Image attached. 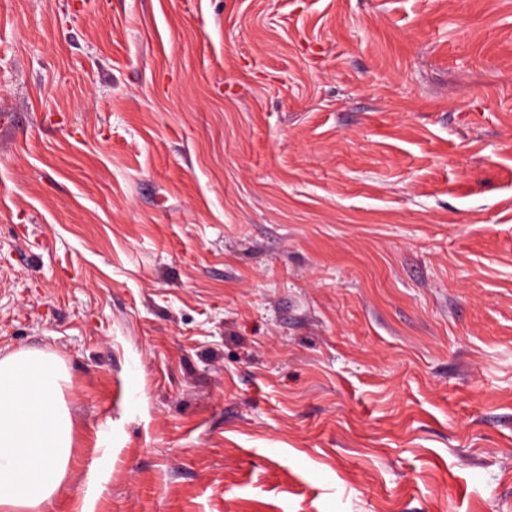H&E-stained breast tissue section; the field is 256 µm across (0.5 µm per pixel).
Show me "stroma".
I'll use <instances>...</instances> for the list:
<instances>
[{"label":"stroma","mask_w":512,"mask_h":512,"mask_svg":"<svg viewBox=\"0 0 512 512\" xmlns=\"http://www.w3.org/2000/svg\"><path fill=\"white\" fill-rule=\"evenodd\" d=\"M53 512H512V0H0V358ZM52 356L0 359V510L50 512L67 473L71 422Z\"/></svg>","instance_id":"stroma-1"}]
</instances>
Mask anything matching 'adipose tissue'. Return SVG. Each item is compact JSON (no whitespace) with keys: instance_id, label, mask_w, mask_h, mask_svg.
<instances>
[{"instance_id":"adipose-tissue-1","label":"adipose tissue","mask_w":512,"mask_h":512,"mask_svg":"<svg viewBox=\"0 0 512 512\" xmlns=\"http://www.w3.org/2000/svg\"><path fill=\"white\" fill-rule=\"evenodd\" d=\"M62 378L42 352L0 359V512H51L71 454Z\"/></svg>"}]
</instances>
